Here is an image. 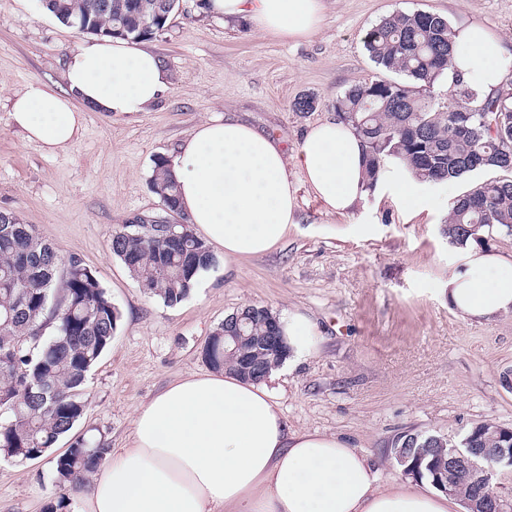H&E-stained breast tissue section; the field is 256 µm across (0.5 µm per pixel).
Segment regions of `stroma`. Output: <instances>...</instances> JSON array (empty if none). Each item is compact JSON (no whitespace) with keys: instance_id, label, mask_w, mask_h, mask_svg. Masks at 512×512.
<instances>
[{"instance_id":"stroma-1","label":"stroma","mask_w":512,"mask_h":512,"mask_svg":"<svg viewBox=\"0 0 512 512\" xmlns=\"http://www.w3.org/2000/svg\"><path fill=\"white\" fill-rule=\"evenodd\" d=\"M416 11L453 26L482 23L512 62V0H325L320 28L306 39L260 34L248 21L211 16L206 0H183L144 42L168 71V91L119 118L85 109L80 140L48 155L12 124L11 100L32 84L64 90L66 61L86 35L39 0H0V210L34 225L62 258H81L120 313L111 347L87 376L71 437L36 460L0 456V512H46L55 498L50 458L72 436L125 447L135 408L171 381L206 371L209 337L249 304L310 319V347L273 383L280 408L293 429L370 452L380 486L405 480L388 459L400 432L457 439L482 422L512 427V389L502 380L512 370V316L470 323L448 307L444 288L459 251L443 231L453 203L447 186H420L425 207L413 213L389 180L352 212L330 215L293 173L299 222L284 241L262 256L216 263L172 307L146 294L110 249L126 220L161 213L154 160L198 123L241 121L292 154L311 125L334 117L350 86L403 82L369 58L363 37L390 14ZM305 93L318 105L303 115L291 104Z\"/></svg>"}]
</instances>
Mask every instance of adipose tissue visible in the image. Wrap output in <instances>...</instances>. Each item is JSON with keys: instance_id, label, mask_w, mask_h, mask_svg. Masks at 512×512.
<instances>
[{"instance_id": "ef3b65f1", "label": "adipose tissue", "mask_w": 512, "mask_h": 512, "mask_svg": "<svg viewBox=\"0 0 512 512\" xmlns=\"http://www.w3.org/2000/svg\"><path fill=\"white\" fill-rule=\"evenodd\" d=\"M228 20L291 39L319 28L324 0H208ZM452 74L479 94L511 74L501 40L484 25L454 30ZM66 92L45 84L14 96L10 117L27 141L54 155L84 128L83 106L109 117L145 111L169 86L152 51L101 37L66 63ZM179 207L225 261L275 249L297 222L302 181L325 211L345 214L367 188L365 145L349 124L310 126L294 155L245 123L212 117L183 138L170 160ZM448 276V306L479 322L512 314V259L466 242ZM77 512H450L447 495L380 487L372 456L336 436L289 429L267 383L227 371L190 373L134 411L127 447L111 449L76 495Z\"/></svg>"}]
</instances>
